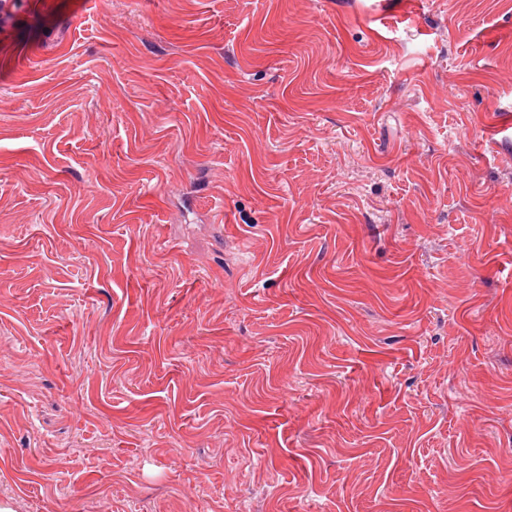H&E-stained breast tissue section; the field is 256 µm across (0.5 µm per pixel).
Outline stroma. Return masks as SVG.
Masks as SVG:
<instances>
[{"label":"stroma","instance_id":"obj_1","mask_svg":"<svg viewBox=\"0 0 512 512\" xmlns=\"http://www.w3.org/2000/svg\"><path fill=\"white\" fill-rule=\"evenodd\" d=\"M0 499L512 512V0H10Z\"/></svg>","mask_w":512,"mask_h":512}]
</instances>
